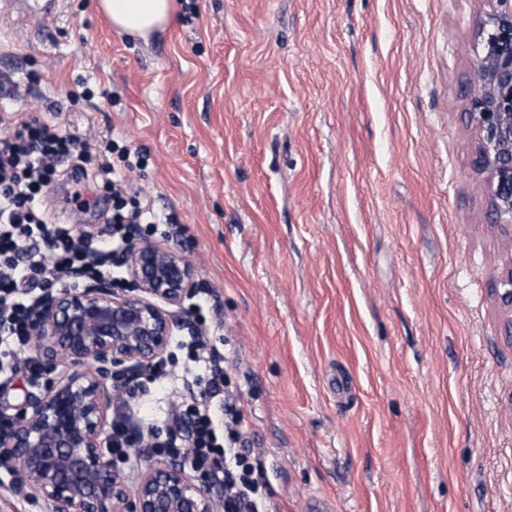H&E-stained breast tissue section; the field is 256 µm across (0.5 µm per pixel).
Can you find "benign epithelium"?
<instances>
[{
  "instance_id": "obj_1",
  "label": "benign epithelium",
  "mask_w": 512,
  "mask_h": 512,
  "mask_svg": "<svg viewBox=\"0 0 512 512\" xmlns=\"http://www.w3.org/2000/svg\"><path fill=\"white\" fill-rule=\"evenodd\" d=\"M476 28L482 49L467 94L475 164L489 174L495 222L512 227V0H493ZM120 264L124 288L72 270L77 287L39 300L32 348L63 372L28 393L23 412L0 428V458L14 463L18 490L47 512H215L216 489L187 472L190 453L162 460L149 452L157 430L137 444L148 471L133 490L104 450L112 405L122 399L115 379L134 381L164 359L176 313L198 288L181 249L143 241Z\"/></svg>"
}]
</instances>
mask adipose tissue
Masks as SVG:
<instances>
[{
  "instance_id": "1",
  "label": "adipose tissue",
  "mask_w": 512,
  "mask_h": 512,
  "mask_svg": "<svg viewBox=\"0 0 512 512\" xmlns=\"http://www.w3.org/2000/svg\"><path fill=\"white\" fill-rule=\"evenodd\" d=\"M114 29L142 40L167 29L175 19V0H98Z\"/></svg>"
}]
</instances>
